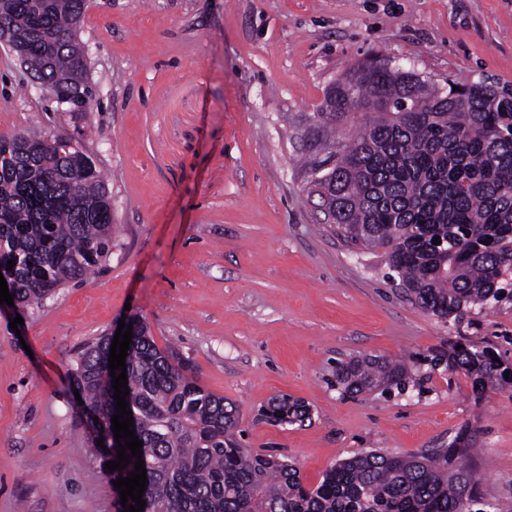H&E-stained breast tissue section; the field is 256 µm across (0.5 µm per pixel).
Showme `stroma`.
<instances>
[{
	"label": "stroma",
	"mask_w": 512,
	"mask_h": 512,
	"mask_svg": "<svg viewBox=\"0 0 512 512\" xmlns=\"http://www.w3.org/2000/svg\"><path fill=\"white\" fill-rule=\"evenodd\" d=\"M80 37L96 89L81 116L0 44V135L79 140L115 226L94 274L0 308V512H114L71 370L125 316L189 356L201 385L239 406L246 447L287 456L306 485L362 451L446 447L468 423L481 492L512 504V389L477 403L466 377L426 361L461 336L512 360V303L458 326L411 304L380 254L320 221L289 136L375 54L440 85L512 84V0H95ZM355 355L405 360L423 383L343 396L336 363ZM282 393L311 423L258 420Z\"/></svg>",
	"instance_id": "obj_1"
}]
</instances>
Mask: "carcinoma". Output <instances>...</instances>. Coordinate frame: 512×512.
<instances>
[{"instance_id":"1","label":"carcinoma","mask_w":512,"mask_h":512,"mask_svg":"<svg viewBox=\"0 0 512 512\" xmlns=\"http://www.w3.org/2000/svg\"><path fill=\"white\" fill-rule=\"evenodd\" d=\"M87 10V0H0L12 50L68 112L87 111L94 94L78 36ZM55 141L0 135V273L22 309L112 255L105 180L84 148L66 151ZM297 162L325 223L350 244L383 252L387 278L416 307L459 323L473 307L512 301V85L478 80L445 89L371 58L329 85ZM130 324L126 402L143 443V512H503L485 505L479 490L477 430L468 424L446 448L367 451L306 487L287 458L245 448L238 407L207 391L189 358L159 348L141 321ZM110 349L106 335L86 344L72 375L98 418L89 447L104 464L118 449ZM429 363L466 376L478 400L512 387V364L491 346L451 342ZM418 383L408 365L387 358L354 356L336 368V384L351 396ZM263 417L303 424L311 412L285 395Z\"/></svg>"}]
</instances>
